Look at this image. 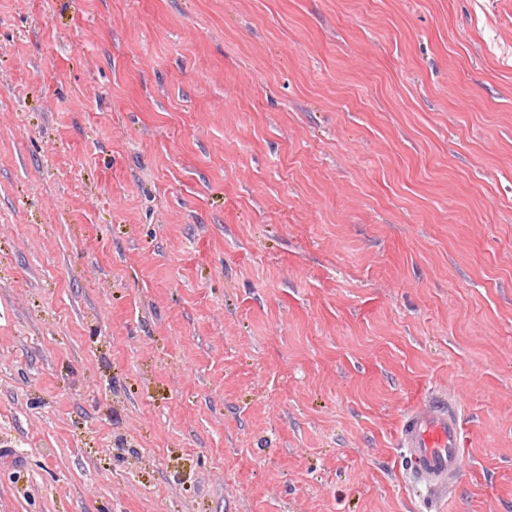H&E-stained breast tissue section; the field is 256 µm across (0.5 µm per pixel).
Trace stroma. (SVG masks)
I'll list each match as a JSON object with an SVG mask.
<instances>
[{"label":"stroma","instance_id":"stroma-1","mask_svg":"<svg viewBox=\"0 0 512 512\" xmlns=\"http://www.w3.org/2000/svg\"><path fill=\"white\" fill-rule=\"evenodd\" d=\"M0 512H512V0H0ZM413 474L424 481L434 499L448 497L464 466L463 439L456 408L446 399L413 407L402 427Z\"/></svg>","mask_w":512,"mask_h":512}]
</instances>
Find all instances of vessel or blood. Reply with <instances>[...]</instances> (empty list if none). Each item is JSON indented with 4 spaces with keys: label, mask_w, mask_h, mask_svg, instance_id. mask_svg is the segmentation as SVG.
I'll return each instance as SVG.
<instances>
[{
    "label": "vessel or blood",
    "mask_w": 512,
    "mask_h": 512,
    "mask_svg": "<svg viewBox=\"0 0 512 512\" xmlns=\"http://www.w3.org/2000/svg\"><path fill=\"white\" fill-rule=\"evenodd\" d=\"M413 474L424 481L432 498L447 497L464 466L463 439L456 408L444 399L413 407L402 427Z\"/></svg>",
    "instance_id": "1"
}]
</instances>
